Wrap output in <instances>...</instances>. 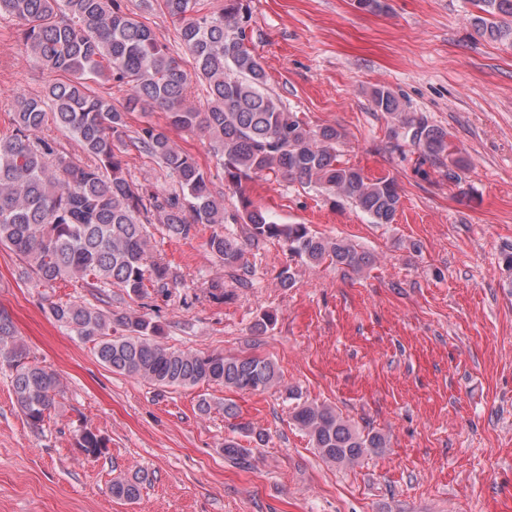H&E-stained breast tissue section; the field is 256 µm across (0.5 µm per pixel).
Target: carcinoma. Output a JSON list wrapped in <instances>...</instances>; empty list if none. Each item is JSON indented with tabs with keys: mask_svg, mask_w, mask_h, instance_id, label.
I'll return each mask as SVG.
<instances>
[{
	"mask_svg": "<svg viewBox=\"0 0 512 512\" xmlns=\"http://www.w3.org/2000/svg\"><path fill=\"white\" fill-rule=\"evenodd\" d=\"M161 2L178 23L196 75L207 84L204 112L188 104L182 58L171 54L123 0H0V15L16 22V41L52 76L44 95L16 99L11 129L0 135V244L43 287L81 280L97 292L115 285L137 298L146 297L149 287H169L173 276L164 258L150 249L148 225L160 224L168 237L185 239L201 225L224 223V206L214 197L207 174L172 140L170 130L176 129L210 137L225 181L241 198L242 234L214 231L204 241L238 286L251 283L246 247L270 240L282 243L295 262L280 271L282 288L296 287L298 266L325 264L356 273L372 267L375 256L345 239L306 224L271 220L249 200L243 182L264 172L280 173L350 201L373 224H392L401 208L395 181L370 179L343 164L336 153L341 138L336 127L309 126L268 92L261 58L246 42L249 14L243 0H224L221 9L210 12L198 0ZM472 3L477 32L512 45V0ZM93 83L125 88V104L115 107ZM370 100L391 118L394 137L448 165V180H458L466 160L448 131L402 111L385 88L372 89ZM149 108L164 112L166 124L142 128L132 145L166 169L177 185L167 193L129 179L121 158L129 114ZM50 121L78 141L88 162H74L59 155L54 143L32 138ZM49 309L56 322L93 343L98 359L112 372L154 386L207 384L262 393L282 383L270 360L168 347L159 340L163 328L135 313L72 300L52 301ZM0 358L13 365L12 392L27 423L41 426L56 408L61 381L51 368L26 362V347L2 312ZM285 393L291 420L327 462L352 465L386 447L381 432L358 429L332 406L309 401L296 389ZM76 445L93 459L106 449L105 439L86 426L77 429ZM143 481L137 474L115 479L110 494L133 502Z\"/></svg>",
	"mask_w": 512,
	"mask_h": 512,
	"instance_id": "cac0c4a2",
	"label": "carcinoma"
}]
</instances>
